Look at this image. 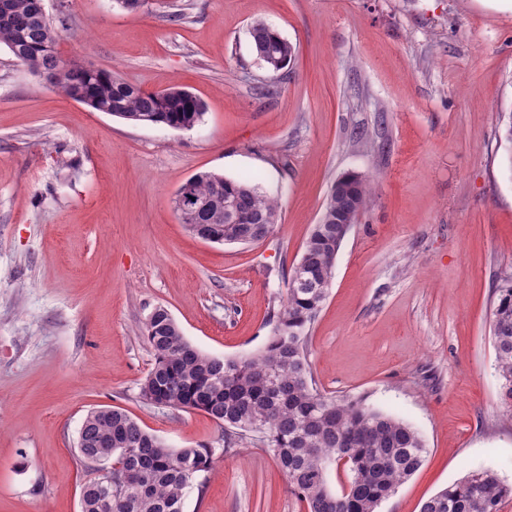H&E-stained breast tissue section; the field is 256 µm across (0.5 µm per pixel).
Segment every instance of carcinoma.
<instances>
[{
	"label": "carcinoma",
	"instance_id": "cac0c4a2",
	"mask_svg": "<svg viewBox=\"0 0 512 512\" xmlns=\"http://www.w3.org/2000/svg\"><path fill=\"white\" fill-rule=\"evenodd\" d=\"M252 52L259 61L275 57L290 64L296 47L282 42L264 21L251 23ZM54 38L29 0H7L0 7V45L22 64L36 62L51 86L68 99L89 100L87 107H112V115L137 124L194 128L204 115L203 102L180 86L167 88L161 100L151 90L126 82L112 71H92L61 59L50 47ZM193 192L209 201L195 215L182 214L187 230L206 225L214 242L244 233L248 243L262 241L281 220L278 199L249 179L202 172L187 179ZM372 193L371 181L336 179L298 261L305 285L286 288L271 336L258 353L240 359L207 354L184 337L163 307L145 324L154 366L140 384V399L155 407L202 411L224 431V445L235 438H258L288 479L305 512H376L422 465L426 447L418 430L394 414L366 404L361 397L336 398L313 387L307 357L310 326L326 301L336 258L350 230L344 219L359 220ZM236 212L224 211V198ZM492 332L500 395L512 405V277L504 280L492 309ZM77 447L90 471L83 486L85 512H174L193 490L203 491L216 449L173 448L146 431L125 410H90ZM112 468L107 484L99 468ZM341 468L346 484L333 490L331 468ZM131 475L127 484L122 474ZM512 494L491 470H476L430 497L420 512H498Z\"/></svg>",
	"mask_w": 512,
	"mask_h": 512
}]
</instances>
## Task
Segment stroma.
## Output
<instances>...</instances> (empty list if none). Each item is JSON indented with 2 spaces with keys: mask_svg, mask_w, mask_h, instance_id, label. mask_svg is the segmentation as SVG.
<instances>
[{
  "mask_svg": "<svg viewBox=\"0 0 512 512\" xmlns=\"http://www.w3.org/2000/svg\"><path fill=\"white\" fill-rule=\"evenodd\" d=\"M65 61L205 104L193 129L134 125L59 94L0 46V512H81L86 414L126 410L175 448H224L205 413L144 404L149 314L220 357L260 351L344 172L375 192L307 342L314 386L414 426L421 468L376 512L475 470L512 484L491 312L512 275V0H44ZM265 21L297 47L254 57ZM255 176L281 221L250 245L181 224L192 175ZM184 512H305L266 448H224Z\"/></svg>",
  "mask_w": 512,
  "mask_h": 512,
  "instance_id": "1",
  "label": "stroma"
}]
</instances>
